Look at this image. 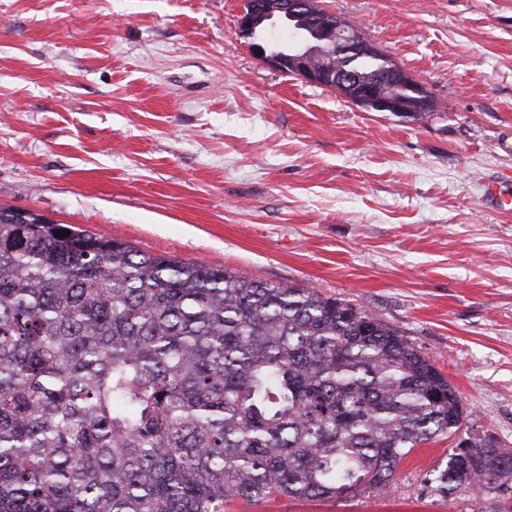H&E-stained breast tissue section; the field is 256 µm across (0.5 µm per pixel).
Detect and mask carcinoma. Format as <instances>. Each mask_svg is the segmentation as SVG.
<instances>
[{
	"instance_id": "obj_1",
	"label": "carcinoma",
	"mask_w": 512,
	"mask_h": 512,
	"mask_svg": "<svg viewBox=\"0 0 512 512\" xmlns=\"http://www.w3.org/2000/svg\"><path fill=\"white\" fill-rule=\"evenodd\" d=\"M390 65L354 62L363 82ZM20 211L0 204V512L380 496L462 430L454 386L365 308ZM503 471L512 452L473 438L425 484L447 497Z\"/></svg>"
}]
</instances>
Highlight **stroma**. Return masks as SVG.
<instances>
[{
    "instance_id": "35a3bbf8",
    "label": "stroma",
    "mask_w": 512,
    "mask_h": 512,
    "mask_svg": "<svg viewBox=\"0 0 512 512\" xmlns=\"http://www.w3.org/2000/svg\"><path fill=\"white\" fill-rule=\"evenodd\" d=\"M421 82L370 112L257 59L244 0H0V204L154 255L343 299L456 388L463 434L512 451V0H316ZM404 459L391 493L224 512H494Z\"/></svg>"
}]
</instances>
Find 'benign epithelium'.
Wrapping results in <instances>:
<instances>
[{
    "label": "benign epithelium",
    "mask_w": 512,
    "mask_h": 512,
    "mask_svg": "<svg viewBox=\"0 0 512 512\" xmlns=\"http://www.w3.org/2000/svg\"><path fill=\"white\" fill-rule=\"evenodd\" d=\"M258 14L273 25L297 22L309 28L316 40L313 48H284L278 52L264 44L250 43V51L260 52L259 59L269 66L309 83L339 87L355 104L369 110L412 114L433 108L434 100L425 86L396 65L386 68L372 83L361 82L351 63L371 51L372 45L335 15L316 11L313 0H251L239 17L241 34L251 31Z\"/></svg>",
    "instance_id": "7a95c632"
}]
</instances>
